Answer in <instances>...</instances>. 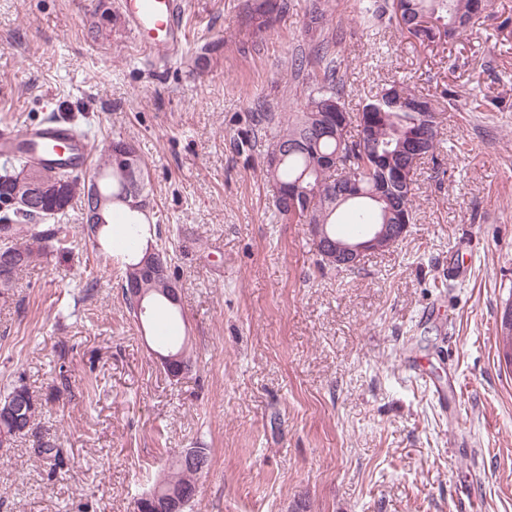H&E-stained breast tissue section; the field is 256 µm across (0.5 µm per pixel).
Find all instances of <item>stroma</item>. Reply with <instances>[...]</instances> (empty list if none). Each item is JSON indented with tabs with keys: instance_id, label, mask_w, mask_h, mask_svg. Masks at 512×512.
Segmentation results:
<instances>
[{
	"instance_id": "stroma-1",
	"label": "stroma",
	"mask_w": 512,
	"mask_h": 512,
	"mask_svg": "<svg viewBox=\"0 0 512 512\" xmlns=\"http://www.w3.org/2000/svg\"><path fill=\"white\" fill-rule=\"evenodd\" d=\"M99 2L0 0V124L70 117L91 144L134 143L191 362L166 374L69 208L68 248L0 300V390L37 403L0 448V512H134L190 448L208 464L186 512H512V0L431 46L366 29L361 0H277L264 26L260 0H182L188 48L168 62L124 23L92 37ZM331 37L349 111L401 79L443 114L404 238L343 272L276 211L259 123L303 97L316 67L295 62Z\"/></svg>"
}]
</instances>
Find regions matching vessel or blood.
<instances>
[{"instance_id":"1","label":"vessel or blood","mask_w":512,"mask_h":512,"mask_svg":"<svg viewBox=\"0 0 512 512\" xmlns=\"http://www.w3.org/2000/svg\"><path fill=\"white\" fill-rule=\"evenodd\" d=\"M124 13L142 54L177 53L186 35L178 0H122ZM22 152L47 164L63 162L73 172L90 160V142L65 122L23 129H0V156Z\"/></svg>"}]
</instances>
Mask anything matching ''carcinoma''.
<instances>
[{
  "mask_svg": "<svg viewBox=\"0 0 512 512\" xmlns=\"http://www.w3.org/2000/svg\"><path fill=\"white\" fill-rule=\"evenodd\" d=\"M396 20L399 28L420 42L434 43L442 38L453 39L467 34L480 13L474 10L473 0H364L361 23L367 28L379 25L384 16ZM319 70L315 73L312 87L292 116L275 120L272 113H263L260 120L271 125L269 146L284 147V154L277 166H266V177L277 187L275 207L281 218L290 224H323L331 237H336V211L348 205L356 224H389L399 215L413 221L415 183L397 181L393 172L398 168L416 170L421 160L435 157L439 145V130L432 113V100L404 82L393 80L371 96L361 111L351 114L344 101L345 82L341 62L332 51L330 42L320 41L313 49ZM337 112L357 127L356 138L319 137L317 129L329 122V113ZM425 137V149L417 153L402 150L401 144L413 135ZM135 155V168L127 173L114 164L111 145L101 149L102 163L94 169L103 195L112 197L105 206L106 221H111L112 206L122 203L121 194L127 187L140 193L147 189L145 164L137 156L134 145H129ZM348 160L349 168L360 176L363 195L336 201L320 197L307 207L293 209L288 202V189L308 187L320 182L343 188L347 182L339 179L336 169L324 165V161L336 152ZM125 234L113 243L107 234V225L91 224L95 237L103 239L108 248L118 246L117 254L124 259L123 281L136 274L144 250L140 249L143 227L136 216L125 217ZM11 239L22 257L21 263L9 274L0 271V292L9 293L18 275L49 249L66 247L57 233H43L35 229L28 215L8 208L0 210V236ZM150 319L163 309L171 321L182 315L180 308L172 306L161 294L151 290L144 301ZM195 481V474L177 466L158 483L162 490Z\"/></svg>",
  "mask_w": 512,
  "mask_h": 512,
  "instance_id": "carcinoma-1",
  "label": "carcinoma"
}]
</instances>
